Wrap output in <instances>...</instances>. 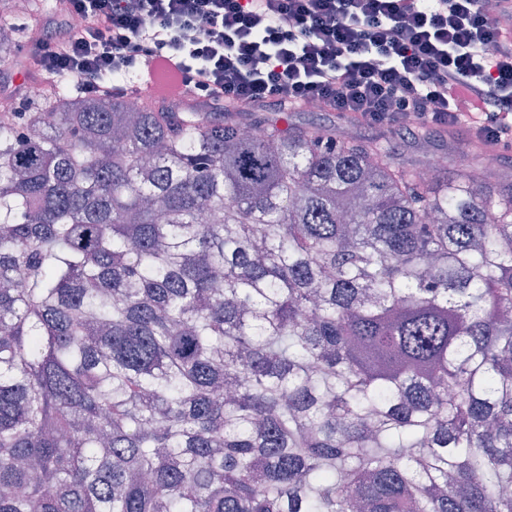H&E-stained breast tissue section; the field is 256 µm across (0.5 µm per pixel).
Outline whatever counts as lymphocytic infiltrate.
Listing matches in <instances>:
<instances>
[{
	"label": "lymphocytic infiltrate",
	"instance_id": "obj_1",
	"mask_svg": "<svg viewBox=\"0 0 512 512\" xmlns=\"http://www.w3.org/2000/svg\"><path fill=\"white\" fill-rule=\"evenodd\" d=\"M150 58L174 63L198 112L316 101L372 129L512 149V38L484 0H64L29 55L101 98L141 93Z\"/></svg>",
	"mask_w": 512,
	"mask_h": 512
}]
</instances>
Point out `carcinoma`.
Segmentation results:
<instances>
[{"label": "carcinoma", "mask_w": 512, "mask_h": 512, "mask_svg": "<svg viewBox=\"0 0 512 512\" xmlns=\"http://www.w3.org/2000/svg\"><path fill=\"white\" fill-rule=\"evenodd\" d=\"M1 107L0 512H512V184L63 81Z\"/></svg>", "instance_id": "1"}]
</instances>
